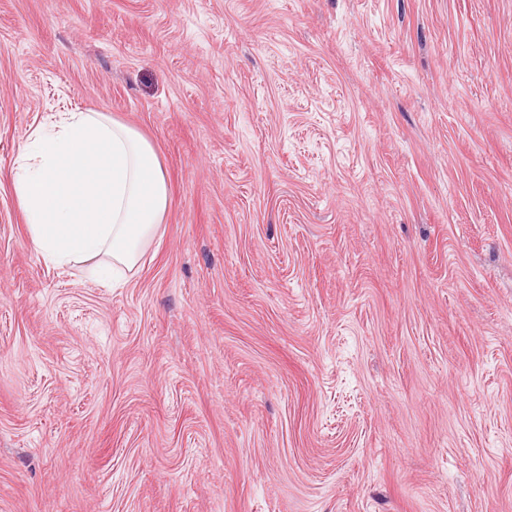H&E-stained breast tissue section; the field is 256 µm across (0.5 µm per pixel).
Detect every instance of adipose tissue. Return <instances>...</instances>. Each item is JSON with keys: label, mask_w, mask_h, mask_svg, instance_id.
I'll return each instance as SVG.
<instances>
[{"label": "adipose tissue", "mask_w": 512, "mask_h": 512, "mask_svg": "<svg viewBox=\"0 0 512 512\" xmlns=\"http://www.w3.org/2000/svg\"><path fill=\"white\" fill-rule=\"evenodd\" d=\"M12 191L31 243L101 286L134 269L166 213L167 181L151 142L106 112H66L31 136Z\"/></svg>", "instance_id": "1"}]
</instances>
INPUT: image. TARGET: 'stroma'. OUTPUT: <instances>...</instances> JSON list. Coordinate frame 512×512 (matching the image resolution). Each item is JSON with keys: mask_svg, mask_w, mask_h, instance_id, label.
<instances>
[{"mask_svg": "<svg viewBox=\"0 0 512 512\" xmlns=\"http://www.w3.org/2000/svg\"><path fill=\"white\" fill-rule=\"evenodd\" d=\"M170 204L104 288L31 133ZM0 512H512V0H0ZM30 139L12 191L31 243L54 266L89 263L109 287L139 264L169 207L155 148L107 112H65Z\"/></svg>", "mask_w": 512, "mask_h": 512, "instance_id": "1", "label": "stroma"}]
</instances>
